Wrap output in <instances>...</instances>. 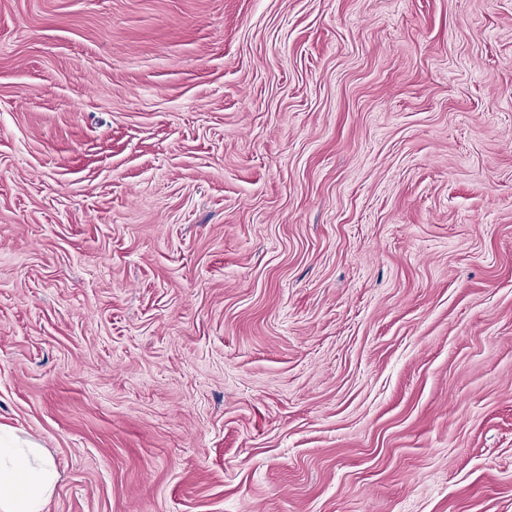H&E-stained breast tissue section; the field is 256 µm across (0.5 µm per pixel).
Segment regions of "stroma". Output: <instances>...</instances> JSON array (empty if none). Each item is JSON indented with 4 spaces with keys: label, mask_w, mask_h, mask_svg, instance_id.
I'll return each mask as SVG.
<instances>
[{
    "label": "stroma",
    "mask_w": 512,
    "mask_h": 512,
    "mask_svg": "<svg viewBox=\"0 0 512 512\" xmlns=\"http://www.w3.org/2000/svg\"><path fill=\"white\" fill-rule=\"evenodd\" d=\"M0 426L49 512H512V0H0Z\"/></svg>",
    "instance_id": "35a3bbf8"
}]
</instances>
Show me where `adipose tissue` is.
I'll return each instance as SVG.
<instances>
[{
    "label": "adipose tissue",
    "mask_w": 512,
    "mask_h": 512,
    "mask_svg": "<svg viewBox=\"0 0 512 512\" xmlns=\"http://www.w3.org/2000/svg\"><path fill=\"white\" fill-rule=\"evenodd\" d=\"M56 480L39 443L0 432V512H46Z\"/></svg>",
    "instance_id": "obj_1"
}]
</instances>
